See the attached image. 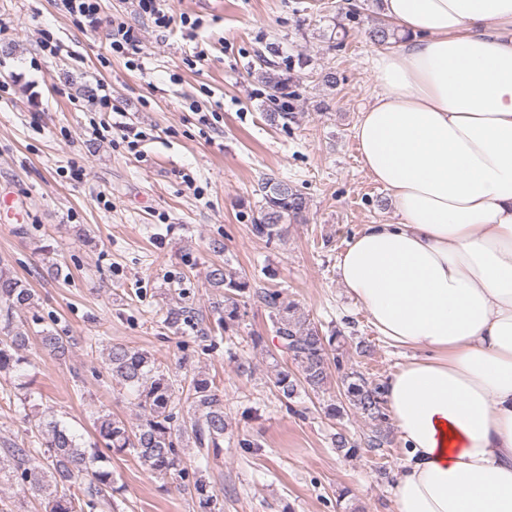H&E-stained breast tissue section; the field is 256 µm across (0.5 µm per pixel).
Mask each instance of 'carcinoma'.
Returning a JSON list of instances; mask_svg holds the SVG:
<instances>
[{"mask_svg": "<svg viewBox=\"0 0 512 512\" xmlns=\"http://www.w3.org/2000/svg\"><path fill=\"white\" fill-rule=\"evenodd\" d=\"M359 6L354 4L343 19L336 22L341 33L336 46L341 47L348 37L349 23L359 19ZM370 40L378 46H387L399 40L389 23L378 22L368 32ZM263 65L259 77L268 87L270 100L288 105L286 112H272L270 119L285 122L296 119L292 101L294 77L281 73L275 65L259 58ZM262 200L257 215L252 217L251 233L268 243L282 240L288 225L306 222L308 199L288 183L269 178L261 186ZM213 288L224 289V308L220 311L219 326L229 329L241 320L236 297L248 290L245 277L214 265L207 274ZM270 309V320L280 346L297 367V372L279 370L273 384L280 396L288 401L302 390L318 392L330 383L331 367L341 368L339 357L332 354V346L339 332L325 336L322 330L299 312L298 306L287 302L277 290L261 295ZM34 295L21 280L0 270V374H9L26 362L23 351L28 336L26 330L15 324L14 313L32 307ZM44 351L62 359L69 353V342L58 331H40ZM106 362L112 379L133 390L141 410L140 423L129 427L114 415L101 413L94 419L99 443L86 446L70 426L58 419H46L35 414L29 419L31 432L47 449L49 464L45 468L30 465L33 448H15L17 464L13 477L40 497L44 512H85L99 505L114 508L112 497L116 492L112 479L110 456L106 451L125 450L133 453L141 466L157 478L175 475L189 476L182 457L181 440L189 435L199 448L210 445L220 448L224 440V400L214 382L201 375L186 379L176 386L169 374L155 366L150 354L144 350L114 343L107 348ZM345 400L331 404L328 416L337 418L345 408L367 418L372 424L371 435L361 442L341 433L334 435L333 444L344 455L357 454L359 448L381 447L387 422L385 385L368 381L362 374L351 371L344 376ZM189 406L187 414L179 416L180 403ZM184 491L198 501L200 512H220L217 496L201 478L184 484Z\"/></svg>", "mask_w": 512, "mask_h": 512, "instance_id": "obj_1", "label": "carcinoma"}]
</instances>
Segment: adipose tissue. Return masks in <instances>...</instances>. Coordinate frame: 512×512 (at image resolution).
Returning <instances> with one entry per match:
<instances>
[{
  "label": "adipose tissue",
  "instance_id": "1",
  "mask_svg": "<svg viewBox=\"0 0 512 512\" xmlns=\"http://www.w3.org/2000/svg\"><path fill=\"white\" fill-rule=\"evenodd\" d=\"M359 160L398 219L365 224L339 281L384 342L405 449L393 512H512V0H383Z\"/></svg>",
  "mask_w": 512,
  "mask_h": 512
}]
</instances>
